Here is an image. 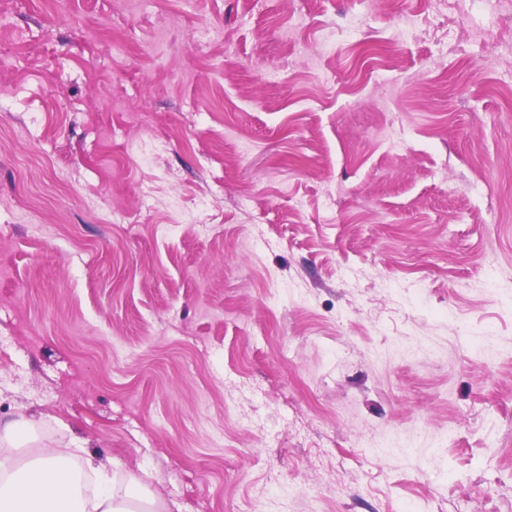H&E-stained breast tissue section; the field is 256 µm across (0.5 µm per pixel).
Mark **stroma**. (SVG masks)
<instances>
[{
    "instance_id": "1",
    "label": "stroma",
    "mask_w": 512,
    "mask_h": 512,
    "mask_svg": "<svg viewBox=\"0 0 512 512\" xmlns=\"http://www.w3.org/2000/svg\"><path fill=\"white\" fill-rule=\"evenodd\" d=\"M29 418L162 512H512V0H0Z\"/></svg>"
}]
</instances>
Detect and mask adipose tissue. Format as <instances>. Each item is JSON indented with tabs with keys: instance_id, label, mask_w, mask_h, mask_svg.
I'll return each instance as SVG.
<instances>
[{
	"instance_id": "1",
	"label": "adipose tissue",
	"mask_w": 512,
	"mask_h": 512,
	"mask_svg": "<svg viewBox=\"0 0 512 512\" xmlns=\"http://www.w3.org/2000/svg\"><path fill=\"white\" fill-rule=\"evenodd\" d=\"M32 429L28 421L0 426V445L9 449L0 456V512H132V504L141 501L146 488L137 477L121 493L104 481L86 493L83 470L70 462L72 448L16 464L12 451L31 441Z\"/></svg>"
}]
</instances>
